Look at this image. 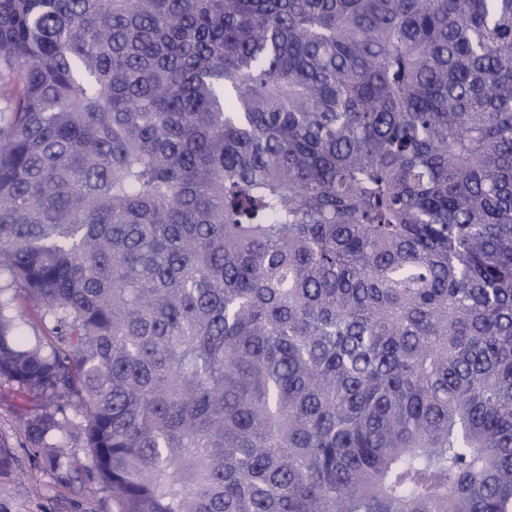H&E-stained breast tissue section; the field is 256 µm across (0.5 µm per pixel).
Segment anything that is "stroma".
I'll use <instances>...</instances> for the list:
<instances>
[{"instance_id": "35a3bbf8", "label": "stroma", "mask_w": 512, "mask_h": 512, "mask_svg": "<svg viewBox=\"0 0 512 512\" xmlns=\"http://www.w3.org/2000/svg\"><path fill=\"white\" fill-rule=\"evenodd\" d=\"M24 403L14 383L0 381V512H112L81 443H73L72 468L64 475L50 472L29 446L18 420Z\"/></svg>"}]
</instances>
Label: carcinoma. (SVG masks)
I'll return each mask as SVG.
<instances>
[{
	"label": "carcinoma",
	"instance_id": "obj_1",
	"mask_svg": "<svg viewBox=\"0 0 512 512\" xmlns=\"http://www.w3.org/2000/svg\"><path fill=\"white\" fill-rule=\"evenodd\" d=\"M0 100V379L50 470L512 512V0H0Z\"/></svg>",
	"mask_w": 512,
	"mask_h": 512
}]
</instances>
